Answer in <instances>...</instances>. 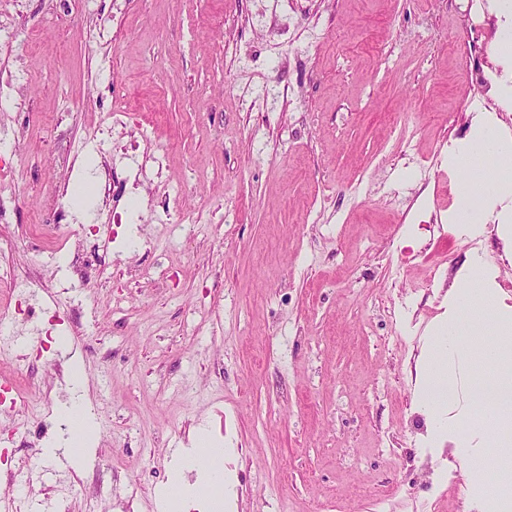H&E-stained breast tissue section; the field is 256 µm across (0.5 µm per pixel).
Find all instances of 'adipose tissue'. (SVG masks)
Here are the masks:
<instances>
[{
  "label": "adipose tissue",
  "instance_id": "1",
  "mask_svg": "<svg viewBox=\"0 0 512 512\" xmlns=\"http://www.w3.org/2000/svg\"><path fill=\"white\" fill-rule=\"evenodd\" d=\"M448 163L464 169L466 180L460 203L451 217L456 233L475 236L485 230L486 215L496 212L500 235H507L512 219V145L503 142L483 120L473 135L449 149Z\"/></svg>",
  "mask_w": 512,
  "mask_h": 512
}]
</instances>
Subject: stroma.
<instances>
[{"instance_id":"35a3bbf8","label":"stroma","mask_w":512,"mask_h":512,"mask_svg":"<svg viewBox=\"0 0 512 512\" xmlns=\"http://www.w3.org/2000/svg\"><path fill=\"white\" fill-rule=\"evenodd\" d=\"M0 0V239L30 285L0 294V486L22 512H208L187 466L226 451L223 512H476L429 448L421 356L471 258L512 296L496 231L448 225L512 10L493 0ZM105 20L87 43L81 30ZM264 26L257 47L224 41ZM127 121L113 123V110ZM104 134H96V127ZM125 185L104 192L111 169ZM91 185L67 223L51 203ZM191 206L199 224L160 207ZM118 209L123 220L103 224ZM106 263L76 270L79 246ZM90 454L45 468L77 411ZM496 72V68L487 67L485 69L481 65L473 66L470 72L469 84L470 91L472 92L471 101L481 103L486 109L495 110V112H504L509 109L507 106L504 105L505 102H495L489 95L493 88L494 77L496 76Z\"/></svg>"}]
</instances>
